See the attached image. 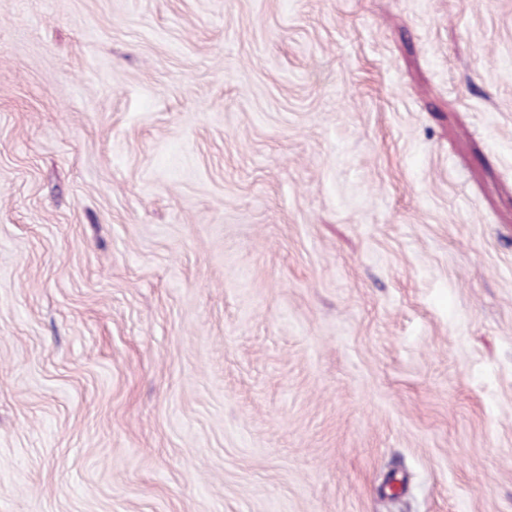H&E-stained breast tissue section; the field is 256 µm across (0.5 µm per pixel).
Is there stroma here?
Listing matches in <instances>:
<instances>
[{
  "label": "stroma",
  "mask_w": 512,
  "mask_h": 512,
  "mask_svg": "<svg viewBox=\"0 0 512 512\" xmlns=\"http://www.w3.org/2000/svg\"><path fill=\"white\" fill-rule=\"evenodd\" d=\"M0 512H512V0H0Z\"/></svg>",
  "instance_id": "35a3bbf8"
}]
</instances>
